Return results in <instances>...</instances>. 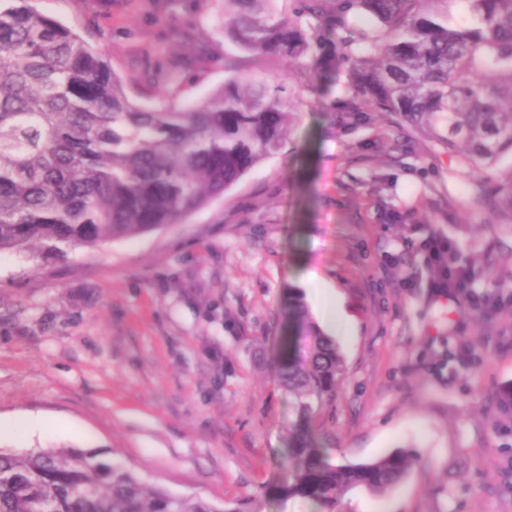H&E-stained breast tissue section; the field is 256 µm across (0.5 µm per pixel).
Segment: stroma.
Returning a JSON list of instances; mask_svg holds the SVG:
<instances>
[{"label":"stroma","instance_id":"1","mask_svg":"<svg viewBox=\"0 0 512 512\" xmlns=\"http://www.w3.org/2000/svg\"><path fill=\"white\" fill-rule=\"evenodd\" d=\"M80 28L138 102L176 72V107L224 81L220 0H34ZM208 44L201 65L196 47ZM298 118L284 148L182 224L66 255L0 251V449L70 448L230 512H320L281 491L295 397L274 366L281 312L316 273L338 296L345 378L323 420L337 465L398 448L417 466L344 512H512V303L469 312L429 288L433 231L485 261L473 286L512 292V227L470 200L473 177L407 125L345 113L322 52L255 62ZM470 339L480 363L456 360ZM47 424L39 435L24 419Z\"/></svg>","mask_w":512,"mask_h":512}]
</instances>
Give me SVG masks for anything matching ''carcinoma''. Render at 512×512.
I'll return each instance as SVG.
<instances>
[{
    "label": "carcinoma",
    "mask_w": 512,
    "mask_h": 512,
    "mask_svg": "<svg viewBox=\"0 0 512 512\" xmlns=\"http://www.w3.org/2000/svg\"><path fill=\"white\" fill-rule=\"evenodd\" d=\"M30 2L0 0V251L93 248L182 223L224 195L290 133L284 87L247 76L241 59H299L326 27L336 30L326 66L345 67L352 92L343 110L409 122L479 174L474 202L512 215V172L494 185L480 176L512 154V0H466L471 19L454 24V0H299L288 15L276 0H223L224 39L238 55L224 59V82L184 109L139 103L97 46ZM352 13L375 26H351ZM457 259L428 256V279ZM279 372L296 397L288 495L343 512L347 493H383L415 467L407 449L336 466L318 445L345 363L299 298L288 305ZM0 512L224 509L93 454L32 448L0 450Z\"/></svg>",
    "instance_id": "carcinoma-1"
}]
</instances>
